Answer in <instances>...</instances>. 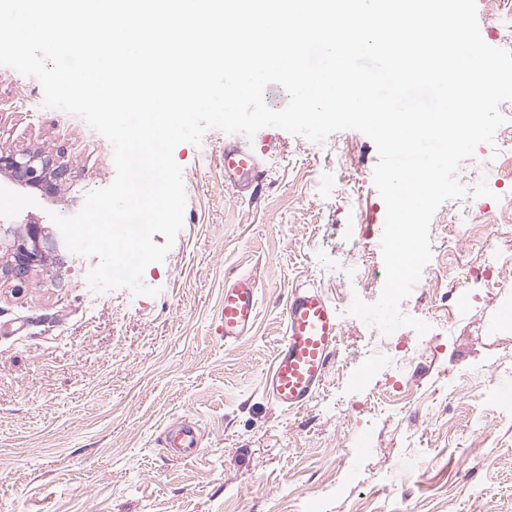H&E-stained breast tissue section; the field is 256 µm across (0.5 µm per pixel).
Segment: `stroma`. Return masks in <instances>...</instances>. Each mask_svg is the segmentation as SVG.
Returning <instances> with one entry per match:
<instances>
[{
    "label": "stroma",
    "instance_id": "obj_1",
    "mask_svg": "<svg viewBox=\"0 0 512 512\" xmlns=\"http://www.w3.org/2000/svg\"><path fill=\"white\" fill-rule=\"evenodd\" d=\"M43 101L39 80L0 66V149L71 169L57 195L0 196V224L51 226L115 178L111 143ZM225 136L211 128L174 151L186 206L164 261L143 275L158 295L92 291L96 258L65 248L26 280L0 278V512H512V418L484 397L512 360V289L485 287L476 247L449 252L454 201L431 220V256L443 271L465 259L477 298L453 307L447 287H418L402 302L405 315L454 321L413 357L411 403L386 411L381 368L353 387L356 356L380 331L349 312L354 299L376 302L385 280L380 252L364 269L348 254L384 228L373 141L262 128L252 142L270 147L267 178L249 199L224 185ZM243 274L258 283L259 315L228 347L219 309ZM302 281L335 303L343 333L320 392L289 413L263 378ZM185 422L200 433L186 458L161 445ZM384 470L393 478L381 485Z\"/></svg>",
    "mask_w": 512,
    "mask_h": 512
}]
</instances>
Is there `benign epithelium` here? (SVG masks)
Listing matches in <instances>:
<instances>
[{
	"label": "benign epithelium",
	"mask_w": 512,
	"mask_h": 512,
	"mask_svg": "<svg viewBox=\"0 0 512 512\" xmlns=\"http://www.w3.org/2000/svg\"><path fill=\"white\" fill-rule=\"evenodd\" d=\"M0 174L18 186L53 194L66 179L67 168L39 152L0 151ZM3 248L7 263L0 272L17 280L24 279L32 268L45 264L49 255L58 251L53 238L41 236L36 225L24 230L0 225V250Z\"/></svg>",
	"instance_id": "benign-epithelium-1"
}]
</instances>
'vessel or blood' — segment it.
Returning <instances> with one entry per match:
<instances>
[{
  "mask_svg": "<svg viewBox=\"0 0 512 512\" xmlns=\"http://www.w3.org/2000/svg\"><path fill=\"white\" fill-rule=\"evenodd\" d=\"M265 175L261 151L240 141L224 142V185L242 195L256 189ZM258 315V285L249 275L236 277L224 288L221 311L224 342L232 345L253 331ZM336 306L318 287L301 284L289 292L284 308V336L264 382V391L280 410L306 406L320 390L341 335ZM166 445L195 453L193 427L169 432Z\"/></svg>",
  "mask_w": 512,
  "mask_h": 512,
  "instance_id": "vessel-or-blood-1",
  "label": "vessel or blood"
}]
</instances>
